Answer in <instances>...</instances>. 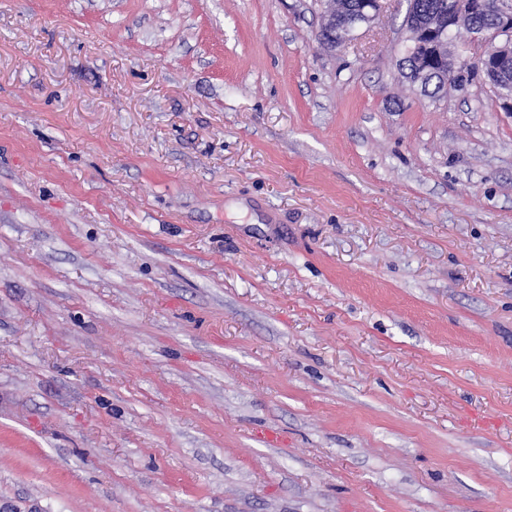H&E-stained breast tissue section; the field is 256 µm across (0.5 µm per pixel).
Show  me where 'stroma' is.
Wrapping results in <instances>:
<instances>
[{
  "label": "stroma",
  "mask_w": 512,
  "mask_h": 512,
  "mask_svg": "<svg viewBox=\"0 0 512 512\" xmlns=\"http://www.w3.org/2000/svg\"><path fill=\"white\" fill-rule=\"evenodd\" d=\"M323 9L0 0V512H512V112Z\"/></svg>",
  "instance_id": "35a3bbf8"
}]
</instances>
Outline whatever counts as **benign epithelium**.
<instances>
[{
    "mask_svg": "<svg viewBox=\"0 0 512 512\" xmlns=\"http://www.w3.org/2000/svg\"><path fill=\"white\" fill-rule=\"evenodd\" d=\"M407 10L405 28L410 40V50L421 55V60L430 62L434 58L448 59V66L455 71V80L437 71L422 66L412 73L408 63L399 62L401 71L415 84H437L446 91H465L477 73L491 81H512V7L499 0L490 6L488 0H451L448 11H439L430 18H424L416 9L415 0H405ZM336 0H326L318 32L319 43L334 47L342 43L347 33L360 25L371 26L383 10V0H362L360 9L351 15L344 29L336 30ZM487 17L491 25L481 28L476 36L487 42L485 51L474 57L464 58L455 48L451 34L455 27L477 18Z\"/></svg>",
    "mask_w": 512,
    "mask_h": 512,
    "instance_id": "benign-epithelium-1",
    "label": "benign epithelium"
}]
</instances>
